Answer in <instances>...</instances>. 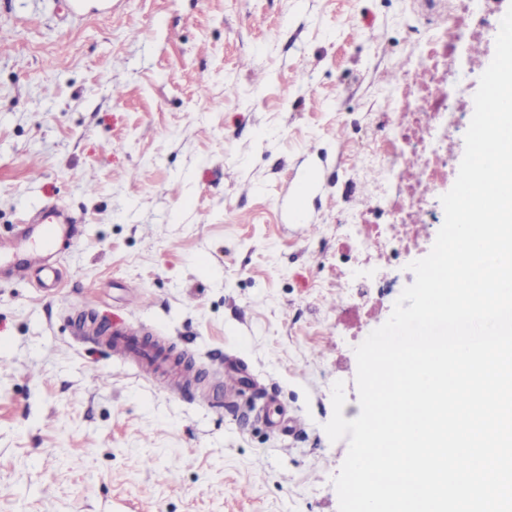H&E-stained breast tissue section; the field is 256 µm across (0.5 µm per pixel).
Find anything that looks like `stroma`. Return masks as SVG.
I'll list each match as a JSON object with an SVG mask.
<instances>
[{"label": "stroma", "instance_id": "1", "mask_svg": "<svg viewBox=\"0 0 512 512\" xmlns=\"http://www.w3.org/2000/svg\"><path fill=\"white\" fill-rule=\"evenodd\" d=\"M465 3L0 0V237L48 202L79 224L56 286L0 276V512H338L332 386L356 418L355 349L414 278L356 302L336 253L393 79ZM306 168L312 236L280 205ZM90 326L177 346L207 398Z\"/></svg>", "mask_w": 512, "mask_h": 512}]
</instances>
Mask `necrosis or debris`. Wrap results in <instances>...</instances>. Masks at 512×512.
I'll return each instance as SVG.
<instances>
[{
  "label": "necrosis or debris",
  "mask_w": 512,
  "mask_h": 512,
  "mask_svg": "<svg viewBox=\"0 0 512 512\" xmlns=\"http://www.w3.org/2000/svg\"><path fill=\"white\" fill-rule=\"evenodd\" d=\"M500 21L494 0H470L442 37L419 45L413 76H402L394 88L395 117L386 120L372 149L380 169L372 229L347 227L355 251L372 250L386 264L398 265L420 244L416 226L441 223L442 214L427 202L425 191L448 176L449 130L468 128L472 118L464 108L469 59L462 50ZM411 161L419 167L413 180L404 176Z\"/></svg>",
  "instance_id": "necrosis-or-debris-1"
}]
</instances>
